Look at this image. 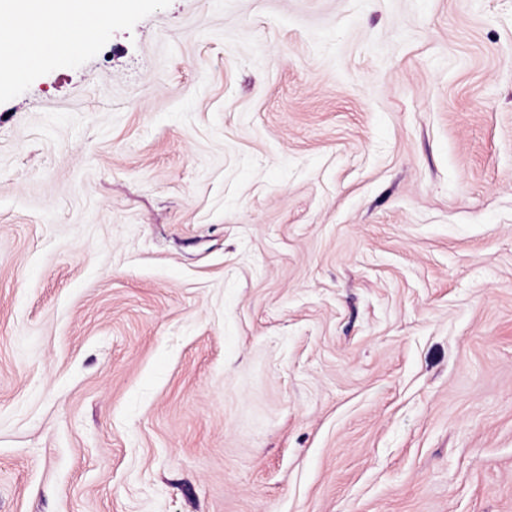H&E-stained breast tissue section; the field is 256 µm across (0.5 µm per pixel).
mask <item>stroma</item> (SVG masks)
Returning <instances> with one entry per match:
<instances>
[{"instance_id": "1", "label": "stroma", "mask_w": 512, "mask_h": 512, "mask_svg": "<svg viewBox=\"0 0 512 512\" xmlns=\"http://www.w3.org/2000/svg\"><path fill=\"white\" fill-rule=\"evenodd\" d=\"M0 512H512V0H138L0 89Z\"/></svg>"}]
</instances>
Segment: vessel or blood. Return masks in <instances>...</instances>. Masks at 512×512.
Instances as JSON below:
<instances>
[{
  "label": "vessel or blood",
  "mask_w": 512,
  "mask_h": 512,
  "mask_svg": "<svg viewBox=\"0 0 512 512\" xmlns=\"http://www.w3.org/2000/svg\"><path fill=\"white\" fill-rule=\"evenodd\" d=\"M101 22L99 13H76L66 23L43 26L33 30L26 38H18L14 23L0 24V47L5 55L0 63L21 64L23 72L38 69L46 60L60 54L79 32L96 29Z\"/></svg>",
  "instance_id": "b4317fda"
}]
</instances>
